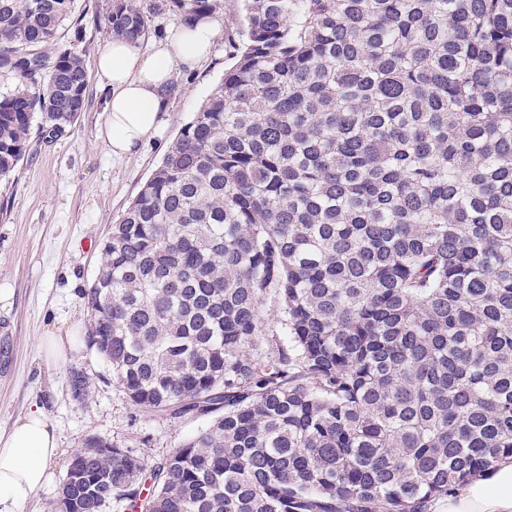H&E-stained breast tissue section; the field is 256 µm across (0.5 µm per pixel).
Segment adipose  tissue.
<instances>
[{"label": "adipose tissue", "instance_id": "ef3b65f1", "mask_svg": "<svg viewBox=\"0 0 512 512\" xmlns=\"http://www.w3.org/2000/svg\"><path fill=\"white\" fill-rule=\"evenodd\" d=\"M223 24L217 12L181 22L145 50L106 39L95 61L108 89L99 137L113 156L135 154L156 135L175 72L194 69L211 55ZM58 449L57 430L41 407L0 435V512H14L52 486ZM447 503V512H512V458L495 463L463 491L448 496Z\"/></svg>", "mask_w": 512, "mask_h": 512}]
</instances>
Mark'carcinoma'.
I'll return each mask as SVG.
<instances>
[{"label":"carcinoma","mask_w":512,"mask_h":512,"mask_svg":"<svg viewBox=\"0 0 512 512\" xmlns=\"http://www.w3.org/2000/svg\"><path fill=\"white\" fill-rule=\"evenodd\" d=\"M73 8L0 0V180L85 110ZM84 296L126 396L205 424L154 466L88 439L59 510L426 512L512 456V0H244ZM263 306L267 314V322L262 332L265 334L264 343L267 348L275 349L286 339L280 324L278 303L273 297H268L264 300Z\"/></svg>","instance_id":"1"}]
</instances>
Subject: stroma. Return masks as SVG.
<instances>
[{
    "label": "stroma",
    "instance_id": "obj_1",
    "mask_svg": "<svg viewBox=\"0 0 512 512\" xmlns=\"http://www.w3.org/2000/svg\"><path fill=\"white\" fill-rule=\"evenodd\" d=\"M112 0H75L58 45L76 52L86 71V108L70 133L37 143L9 179L0 182V434L41 405L55 424L57 483L17 512H51L73 456L98 437L162 462L199 426L193 419H163L133 404L87 341L83 297L103 260L111 227L160 164L180 128L221 82L229 63V38L242 32V0H221L224 28L215 54L177 76L167 94L162 127L137 153L112 157L97 134L106 120L104 81L95 58L106 38ZM72 335L77 347L65 363L46 364L42 336ZM93 384L77 398L74 374Z\"/></svg>",
    "mask_w": 512,
    "mask_h": 512
}]
</instances>
